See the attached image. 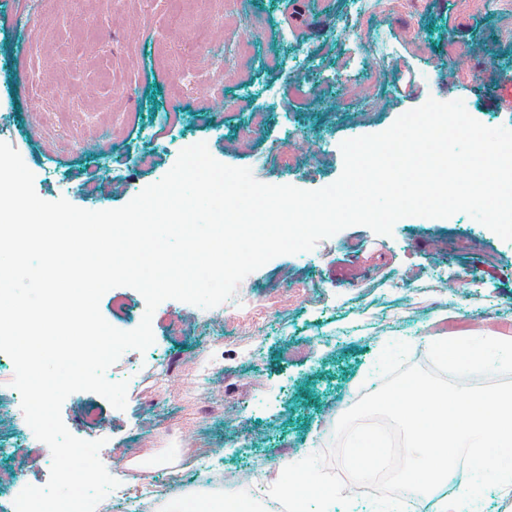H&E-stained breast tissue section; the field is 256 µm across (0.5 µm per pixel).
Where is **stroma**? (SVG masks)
I'll return each mask as SVG.
<instances>
[{
  "label": "stroma",
  "mask_w": 512,
  "mask_h": 512,
  "mask_svg": "<svg viewBox=\"0 0 512 512\" xmlns=\"http://www.w3.org/2000/svg\"><path fill=\"white\" fill-rule=\"evenodd\" d=\"M295 2L57 0L50 12L22 14L15 0H0V141L20 154L41 199L95 211L159 181L188 141L262 183L316 190L340 177L343 141L381 133L431 97L512 128V112L489 100L499 75L512 76L505 0H331L307 16ZM354 6L361 29L339 34ZM239 38L252 43L243 67L224 55ZM187 70L195 81L178 90ZM350 78L375 84L371 107L345 103ZM478 78L480 91L471 86ZM255 112L267 121L244 150L239 135ZM278 142L297 167L281 168L271 154ZM243 283L263 310L260 324L216 337L209 321L221 307L164 301L153 344L125 351L106 372L129 383L124 409L91 391L65 399L69 432L113 448L102 459L109 473L148 475L167 501L193 502L224 495L207 488L208 469L235 482L330 447L324 434L337 409L380 387L387 344L407 343L408 364L427 368L417 337L442 335L455 318L472 321L469 335L489 337L491 322L512 319V242L463 212L397 223L388 235L355 225L271 259ZM145 307L129 287L100 302L121 331L135 329ZM143 437L157 451L131 467L118 452ZM180 439L208 449L206 466L175 448ZM23 441L15 422L0 423V466L45 485L50 468H28Z\"/></svg>",
  "instance_id": "stroma-1"
}]
</instances>
